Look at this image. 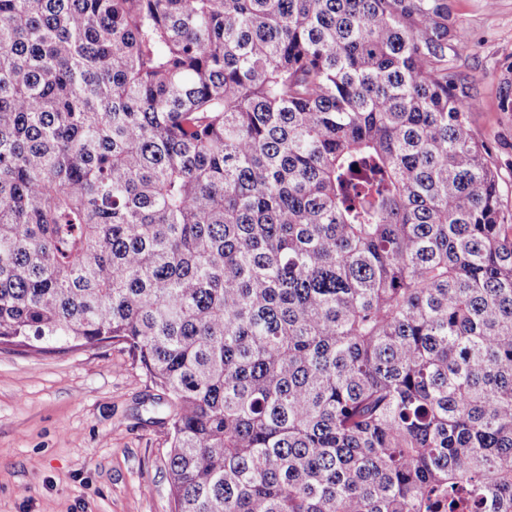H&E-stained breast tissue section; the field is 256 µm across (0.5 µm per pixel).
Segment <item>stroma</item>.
<instances>
[{
    "label": "stroma",
    "mask_w": 512,
    "mask_h": 512,
    "mask_svg": "<svg viewBox=\"0 0 512 512\" xmlns=\"http://www.w3.org/2000/svg\"><path fill=\"white\" fill-rule=\"evenodd\" d=\"M474 43L454 62L480 108L468 119L495 142L512 179V115L499 99L512 62V0H448ZM162 391L120 344L63 353L0 346V512H171L170 421Z\"/></svg>",
    "instance_id": "35a3bbf8"
}]
</instances>
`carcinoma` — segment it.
<instances>
[{"label": "carcinoma", "mask_w": 512, "mask_h": 512, "mask_svg": "<svg viewBox=\"0 0 512 512\" xmlns=\"http://www.w3.org/2000/svg\"><path fill=\"white\" fill-rule=\"evenodd\" d=\"M470 44L447 0H0V344L124 345L173 512H512Z\"/></svg>", "instance_id": "cac0c4a2"}]
</instances>
